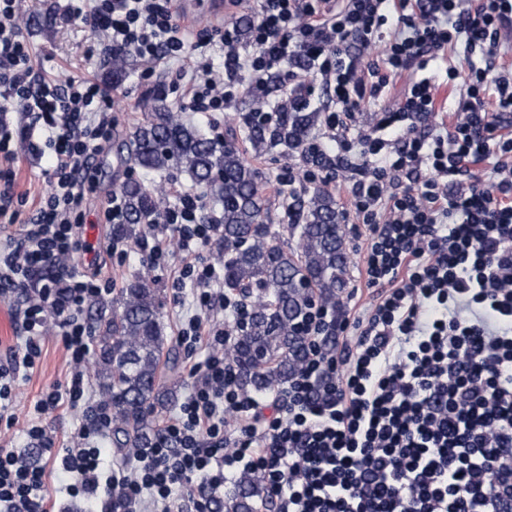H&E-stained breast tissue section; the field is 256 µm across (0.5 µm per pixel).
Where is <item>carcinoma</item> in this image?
Returning <instances> with one entry per match:
<instances>
[{
  "instance_id": "obj_1",
  "label": "carcinoma",
  "mask_w": 512,
  "mask_h": 512,
  "mask_svg": "<svg viewBox=\"0 0 512 512\" xmlns=\"http://www.w3.org/2000/svg\"><path fill=\"white\" fill-rule=\"evenodd\" d=\"M318 121L316 112H282L276 126L240 120L246 139L257 150L285 151L300 145ZM129 163L146 172L172 169L187 173L201 197L222 204L216 223L217 260L224 266V288L241 295L251 316L241 334L224 346V360L238 374L241 389L259 397L291 380L307 361L302 328L311 297L334 309L348 284L345 225L336 201L315 185L297 201L299 223L288 249L264 223L265 193L258 172L235 143L219 140L183 122L181 113L162 94L149 120L137 126L127 145ZM127 198L126 223L112 234L127 240L133 225L161 217L170 201L161 183L138 181L121 186ZM162 302L153 271L143 266L134 282L119 289L112 314L101 320L95 339L106 373L99 382V401L112 411V438L118 448H150L157 430V408L171 401L161 382V368L175 367L174 347L166 345ZM264 477L241 471L213 500L215 512H259L266 503Z\"/></svg>"
}]
</instances>
